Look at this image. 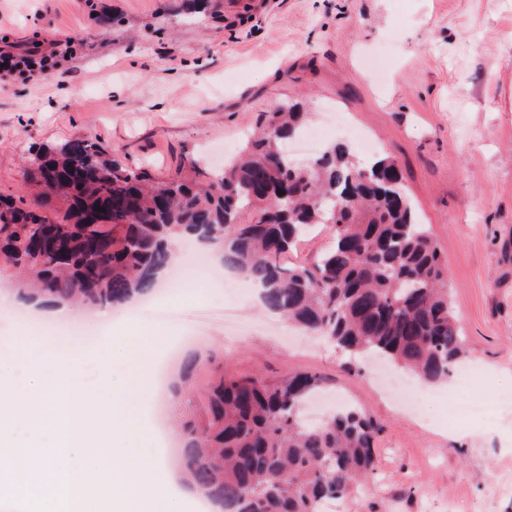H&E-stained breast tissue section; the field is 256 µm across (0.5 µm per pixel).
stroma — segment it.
Instances as JSON below:
<instances>
[{
	"label": "stroma",
	"instance_id": "35a3bbf8",
	"mask_svg": "<svg viewBox=\"0 0 512 512\" xmlns=\"http://www.w3.org/2000/svg\"><path fill=\"white\" fill-rule=\"evenodd\" d=\"M74 41L49 74L0 73V195L35 199L33 146L87 137L164 178L184 155H234L261 113L301 103L359 161L396 159L418 218L447 258L451 307L474 393L512 390V0H0V39L18 51ZM254 289L176 288L135 300L93 340L66 344L49 319L0 314V374L22 355L79 357L91 369L146 321L170 333L156 367L215 353L227 372L320 375L339 406L383 428L372 492L342 512H512V409L449 421L455 379L414 381L421 407L380 385L384 361L355 363L265 310ZM227 302L235 324L161 320V308ZM145 424L141 455L162 454L157 393L123 395Z\"/></svg>",
	"mask_w": 512,
	"mask_h": 512
}]
</instances>
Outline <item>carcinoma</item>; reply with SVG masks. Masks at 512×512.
<instances>
[{
	"instance_id": "cac0c4a2",
	"label": "carcinoma",
	"mask_w": 512,
	"mask_h": 512,
	"mask_svg": "<svg viewBox=\"0 0 512 512\" xmlns=\"http://www.w3.org/2000/svg\"><path fill=\"white\" fill-rule=\"evenodd\" d=\"M308 113L288 101L263 115L242 157L210 169L187 156L156 179L110 147L75 137L30 150L36 204L0 197V269L30 299L122 306L155 288L179 242L219 247L226 267L261 285L265 307L341 353L384 356L420 378L448 377L465 354L449 301L447 260L402 186L397 164H359L344 141L311 160L288 153ZM105 209L107 222L86 225ZM327 224L311 264L289 263ZM194 411L180 421L176 464L221 512H320L375 469L380 426L355 407L302 423L322 378L236 376L210 355Z\"/></svg>"
}]
</instances>
